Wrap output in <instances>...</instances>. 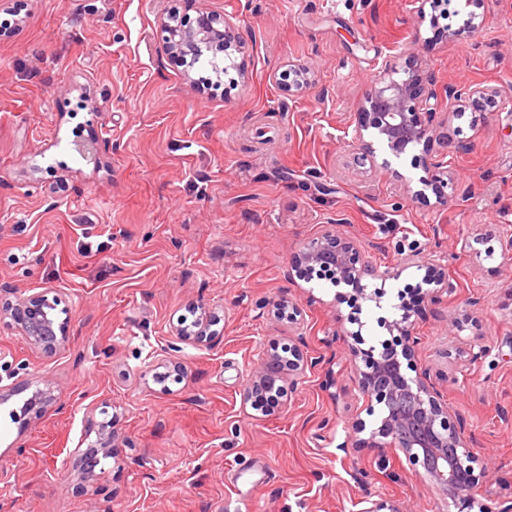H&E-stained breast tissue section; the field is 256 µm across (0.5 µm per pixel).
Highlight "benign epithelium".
<instances>
[{
    "label": "benign epithelium",
    "instance_id": "obj_1",
    "mask_svg": "<svg viewBox=\"0 0 512 512\" xmlns=\"http://www.w3.org/2000/svg\"><path fill=\"white\" fill-rule=\"evenodd\" d=\"M175 17L173 11L166 10L156 28V36L168 55L186 66L183 75L187 79L191 78L190 69L204 58L216 80H221L224 61H233L244 47L237 17L202 12L194 21L185 19L181 24L175 22ZM498 97V89L489 84H441L430 71H407L404 78L396 80L385 68L366 93L372 112L368 113V121L354 130L352 142L361 143V160L375 163L373 144L363 139V131L371 128L390 153L399 158L407 149L431 142L433 123L443 106L462 101L495 104ZM463 151L464 146L447 143L438 155L423 158L427 177L422 183L436 186L433 170L447 165L448 154ZM479 243L481 240L476 237L458 241L460 252L469 257H492L493 252L483 253L476 248ZM429 260L430 254L414 247L404 254L399 267L381 269L367 259L365 245L346 230V225L329 218L303 244L288 268V278L310 280L311 271L316 269L319 279L336 288L347 287L353 296L378 305L386 296L387 281L397 280L406 269L423 267ZM57 307L58 299L48 291L20 296L9 309L7 326L26 336L34 348L56 352L67 342V323L57 321ZM394 309L395 317L379 323L389 338L376 345L363 347L361 321H355V331L342 330V335L355 341L350 348V362L369 415L379 414L370 435L372 446L382 455L390 449L402 451L412 470L427 479L438 495L450 500L456 512H512V503L493 509L475 499L473 490L483 481L485 470L478 466L465 422L441 399L431 371L416 360L418 341L413 336L411 303L402 301ZM314 365L316 362L298 349L291 351L288 360L270 353L251 373L247 394L271 395L278 400L289 396ZM53 405L50 389L37 386L27 399L26 410ZM97 413L104 419H96ZM106 415L108 410L104 407L88 409L85 435L73 451L87 480L96 477L100 458L112 457V449L117 447L113 421ZM362 503L360 512H403L398 503L381 497L368 496Z\"/></svg>",
    "mask_w": 512,
    "mask_h": 512
}]
</instances>
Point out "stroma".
<instances>
[{
	"instance_id": "1",
	"label": "stroma",
	"mask_w": 512,
	"mask_h": 512,
	"mask_svg": "<svg viewBox=\"0 0 512 512\" xmlns=\"http://www.w3.org/2000/svg\"><path fill=\"white\" fill-rule=\"evenodd\" d=\"M22 29L0 42V316L16 294L53 291L69 341L47 355L0 329V364L25 360L16 384H49L63 411L0 404V512H358L375 494L404 512H454L396 450L366 441L373 416L337 316L359 315L367 343L399 296L421 297V364L463 418L485 469L476 496L512 499V263L498 250L512 221V0H452L449 27L416 24L411 0H179L234 15L247 42L215 94L184 80L156 38L162 0H13ZM487 18L479 30L469 17ZM313 85L276 84L291 67ZM485 83L496 108L438 115V137L466 206L422 188V148L357 161L347 131L381 67ZM95 142L99 163L76 151ZM390 167H381V160ZM403 199L401 212L391 204ZM342 218L373 264L416 245L432 268L405 270L383 308L336 300L328 281L289 280L295 254ZM480 237L493 257L461 255ZM454 287L432 309L427 272ZM289 297L302 324L277 313ZM480 307H471L472 299ZM211 319L210 338L178 343L177 319ZM490 346L482 363L468 351ZM320 358L286 405L246 398L266 354ZM108 404L118 446L92 481L72 452L86 408ZM267 470L257 483L258 470Z\"/></svg>"
}]
</instances>
